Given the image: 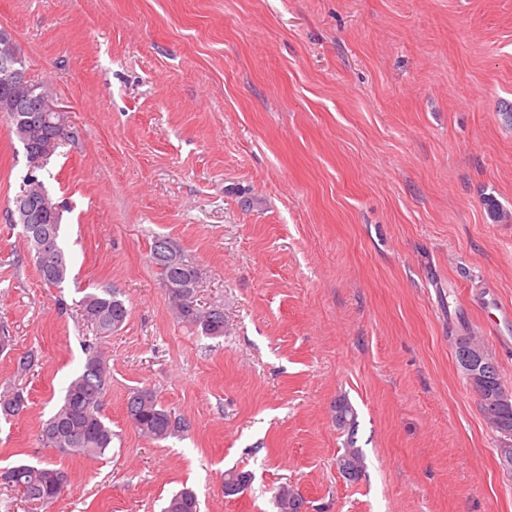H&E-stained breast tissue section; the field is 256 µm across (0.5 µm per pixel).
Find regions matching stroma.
Listing matches in <instances>:
<instances>
[{"label":"stroma","instance_id":"obj_1","mask_svg":"<svg viewBox=\"0 0 512 512\" xmlns=\"http://www.w3.org/2000/svg\"><path fill=\"white\" fill-rule=\"evenodd\" d=\"M32 79L69 139L40 175L62 205L72 268L44 284L7 211L29 170L0 120V470L67 472L34 510L0 484V512H512L498 433L459 371L479 336L512 389V0H0ZM197 267L194 302L224 311L211 338L173 314L155 237ZM120 290L101 338L84 288ZM100 350L112 447L89 460L43 444V423ZM33 354L30 370L19 357ZM155 391L185 427L141 436L129 393ZM357 411L364 472L337 466L332 420ZM251 473L224 492L228 470ZM26 403L23 391L18 388H7L0 392V414L6 418L23 412L27 406ZM198 509L199 503L195 492L184 488L167 500L163 512H198Z\"/></svg>","mask_w":512,"mask_h":512}]
</instances>
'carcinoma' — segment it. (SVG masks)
I'll return each mask as SVG.
<instances>
[{
    "label": "carcinoma",
    "instance_id": "obj_1",
    "mask_svg": "<svg viewBox=\"0 0 512 512\" xmlns=\"http://www.w3.org/2000/svg\"><path fill=\"white\" fill-rule=\"evenodd\" d=\"M49 93L44 82L28 81L25 94L0 72V116L5 118L11 133L22 144L26 156L40 153L51 156L69 138L64 117L56 112H45L35 102ZM27 193L13 199L14 215L29 208L35 212L38 228L44 239L53 243L59 260L46 266L37 265L41 279L48 285L58 286L70 275V261L61 243V209L49 195L40 177L26 176ZM169 243L165 237L155 239L151 247L150 262L160 271L161 280L176 318L206 336L224 335V312L218 308L200 309L194 303L198 281L197 267L187 260L176 247L156 251L157 243ZM82 316L101 338L112 335L125 322L128 308L122 295L114 288H96L86 292L79 300ZM108 367L102 352L88 349L83 371L67 385L62 405L46 421L41 430L44 445L66 455L98 458L112 448V428L102 414L108 387ZM488 403L482 405L483 414L493 430L504 439H512V389L506 387L500 374L488 375L481 381ZM26 408L23 391L6 388L0 392V414L4 417L19 415ZM127 417L134 428L152 441L165 440L181 429V422L163 407L157 395L149 388L132 391L127 398ZM334 420L342 430L354 432L357 413L351 402L341 397L334 404ZM339 468L349 467L351 480L359 479L364 470L361 449L348 441V448L338 459ZM11 473L6 485L19 491L25 499L39 506L52 503L63 494L67 473L31 462H19L7 469ZM278 512H301L304 499L286 487L278 491ZM195 492L184 488L166 502L163 512H198Z\"/></svg>",
    "mask_w": 512,
    "mask_h": 512
}]
</instances>
